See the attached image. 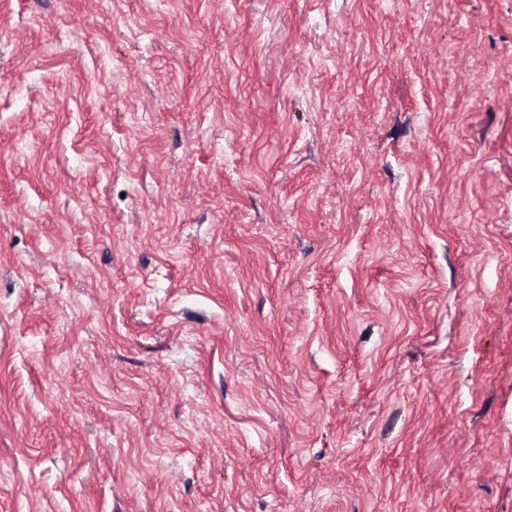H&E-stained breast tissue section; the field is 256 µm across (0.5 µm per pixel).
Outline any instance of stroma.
<instances>
[{
  "instance_id": "stroma-1",
  "label": "stroma",
  "mask_w": 512,
  "mask_h": 512,
  "mask_svg": "<svg viewBox=\"0 0 512 512\" xmlns=\"http://www.w3.org/2000/svg\"><path fill=\"white\" fill-rule=\"evenodd\" d=\"M0 512H512V0H0Z\"/></svg>"
}]
</instances>
